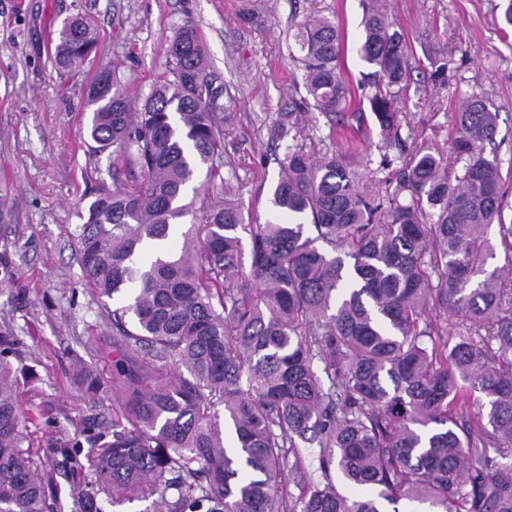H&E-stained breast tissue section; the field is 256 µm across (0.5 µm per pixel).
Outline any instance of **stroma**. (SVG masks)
Returning <instances> with one entry per match:
<instances>
[{"label": "stroma", "instance_id": "obj_1", "mask_svg": "<svg viewBox=\"0 0 512 512\" xmlns=\"http://www.w3.org/2000/svg\"><path fill=\"white\" fill-rule=\"evenodd\" d=\"M502 0H384L406 39L413 70L396 104L416 144L447 154L461 102L486 94L499 114L503 168L512 167V35L499 31ZM334 15L340 64L353 106L346 117L362 134L345 147L362 177L381 155L399 156L361 104L367 67L358 54L362 0H0V202L15 230L0 248V335L21 342L12 377L23 409L37 417L36 447L56 441L92 444L83 431L95 420L112 427V315L115 301L93 296L81 277L67 225L108 180L106 156L84 143L91 112L86 86L99 67L119 64L131 95L144 99L166 72L165 47L185 19L203 40L221 104L237 122L224 153L250 168L242 199L250 220L265 222L283 152L267 145L263 120L294 109L290 26L314 13ZM88 16L99 43L77 70H58L51 36L64 19ZM98 366L104 388L91 404L78 363Z\"/></svg>", "mask_w": 512, "mask_h": 512}]
</instances>
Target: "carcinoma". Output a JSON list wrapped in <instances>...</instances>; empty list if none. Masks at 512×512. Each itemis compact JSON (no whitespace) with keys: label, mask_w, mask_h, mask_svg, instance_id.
I'll return each mask as SVG.
<instances>
[{"label":"carcinoma","mask_w":512,"mask_h":512,"mask_svg":"<svg viewBox=\"0 0 512 512\" xmlns=\"http://www.w3.org/2000/svg\"><path fill=\"white\" fill-rule=\"evenodd\" d=\"M361 26L365 98L399 141L406 41L376 4ZM293 39L305 95L266 124L268 142L286 146L264 224L246 220L241 165L224 159L228 113L192 20L140 106L116 68L95 72L86 136L112 158V186L99 183L69 235L84 283L123 300L112 310L120 405L91 479L77 477L68 444L33 451L5 358L19 339L5 343L0 512H53L38 471L58 455L75 475L71 512L149 499L152 512H380L381 500L393 512L402 501L512 512V288L491 267L499 248L512 267V187L484 150L497 112L469 96L452 165L424 148L398 166L384 154L365 193L336 142L351 105L336 21L308 19ZM95 48L77 15L58 31L55 65L76 70ZM309 109L328 118L327 134L305 124ZM123 168L136 170L132 183ZM200 177L216 194L187 198ZM198 212L202 223L178 231ZM437 310L461 320L450 327ZM181 368L189 377L171 376ZM82 382L97 404L92 368Z\"/></svg>","instance_id":"carcinoma-1"}]
</instances>
